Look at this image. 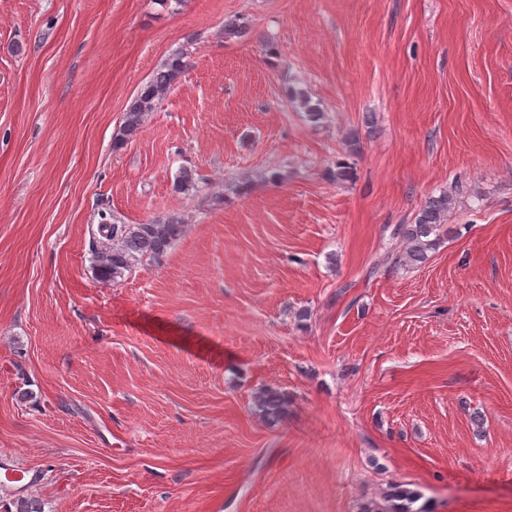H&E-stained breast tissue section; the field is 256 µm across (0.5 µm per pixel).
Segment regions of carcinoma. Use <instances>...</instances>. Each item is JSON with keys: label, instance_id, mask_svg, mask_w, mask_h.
Segmentation results:
<instances>
[{"label": "carcinoma", "instance_id": "1", "mask_svg": "<svg viewBox=\"0 0 512 512\" xmlns=\"http://www.w3.org/2000/svg\"><path fill=\"white\" fill-rule=\"evenodd\" d=\"M185 53L178 49L169 54L149 80L142 86L123 116V122L114 138V148L120 149L140 132L149 115L157 109L185 71ZM289 103L303 112L306 119L320 124L325 112L320 105L302 90L291 93ZM199 178L191 168L183 167L176 175L175 191L183 194L198 189ZM455 204L453 192L444 190L429 197L411 224H397L392 237L403 244V251L395 257V263L406 267L424 264L429 253L436 250L447 229L448 213ZM109 243L93 250L92 270L102 283H117L125 273L143 260L161 261L176 241L186 232L184 219L171 214L163 219L143 224L100 225ZM257 410L270 422L279 420L288 410V398L274 389H264L257 396ZM421 494L400 484L390 485L384 496V504L365 506L361 512H413L411 505Z\"/></svg>", "mask_w": 512, "mask_h": 512}]
</instances>
